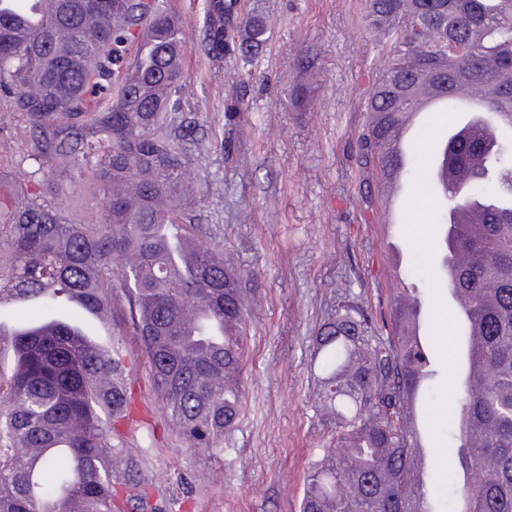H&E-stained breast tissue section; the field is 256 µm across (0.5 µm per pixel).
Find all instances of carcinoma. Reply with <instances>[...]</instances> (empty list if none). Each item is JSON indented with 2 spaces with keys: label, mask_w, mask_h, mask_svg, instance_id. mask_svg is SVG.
<instances>
[{
  "label": "carcinoma",
  "mask_w": 512,
  "mask_h": 512,
  "mask_svg": "<svg viewBox=\"0 0 512 512\" xmlns=\"http://www.w3.org/2000/svg\"><path fill=\"white\" fill-rule=\"evenodd\" d=\"M40 26L18 33L0 11V96L26 117L40 165L33 183H48L44 163L65 157L87 169L111 196L100 224H67L37 197L18 199L0 179V299L14 294L46 315L0 333V512H154L149 477L126 451L133 366L117 348L88 347L73 311L109 316L137 336L155 392L180 438L212 451L238 419L247 305L231 262L197 243V182L189 168L190 124L183 108L188 48L170 0H49ZM369 25L393 40L369 99L360 165L382 181L392 164L387 139L411 100L418 76L464 77L512 101V0H369ZM267 22L243 16L240 0H203L202 51L214 62L233 54L259 59ZM474 39L471 52L448 55L452 40ZM296 84L294 107L310 102ZM471 101L450 95L448 116ZM485 134L460 129L427 142L422 177L436 198L433 223L470 264L444 285L471 304L455 320L454 354L480 364L471 383H456L448 410L451 484L448 512H512V119L489 110ZM481 145L484 163L470 169L464 194L438 199L437 168H458ZM501 201L508 220L450 224L448 211ZM417 289H390L391 330L378 334L358 300L346 294L316 336L319 403L336 435L307 473L300 512H419L443 490L429 480L418 493L410 474L415 443L405 419L408 394L434 360L428 337L409 330ZM465 447L480 482L458 477Z\"/></svg>",
  "instance_id": "1"
}]
</instances>
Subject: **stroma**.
Wrapping results in <instances>:
<instances>
[{
    "label": "stroma",
    "instance_id": "1",
    "mask_svg": "<svg viewBox=\"0 0 512 512\" xmlns=\"http://www.w3.org/2000/svg\"><path fill=\"white\" fill-rule=\"evenodd\" d=\"M243 11L269 18L265 55L252 65L213 63L200 49L203 0H173L188 46L182 80L205 148L192 171L200 185L195 209L202 246L231 257L249 309L245 401L219 450L182 442L164 419L148 370L134 387L140 416L154 426L130 452L157 488V512H299L305 477L332 440L319 411L311 372L315 336L337 295L348 292L377 329L390 322L388 254L378 203L367 193L358 136L369 92L390 42L370 30L365 0H240ZM310 86L302 110L294 84ZM247 109L231 111L235 97ZM29 125L0 98V172L32 192L35 170ZM45 196L71 224L100 223L110 206L89 173L52 160ZM421 179H412L401 229L436 350L428 415L444 426L456 393L455 335L448 290L438 272L435 236Z\"/></svg>",
    "mask_w": 512,
    "mask_h": 512
}]
</instances>
